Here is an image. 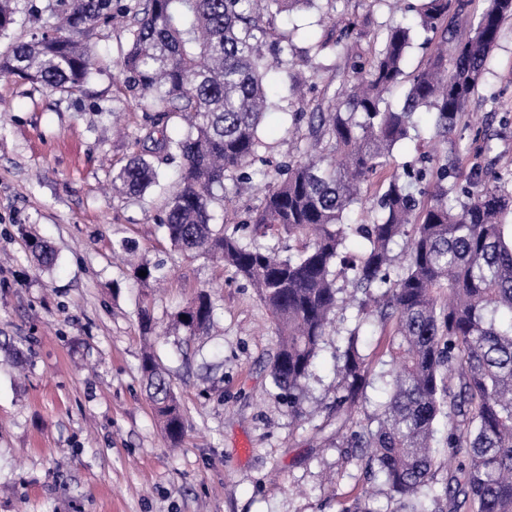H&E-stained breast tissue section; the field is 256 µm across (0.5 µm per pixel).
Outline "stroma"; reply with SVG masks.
<instances>
[{
	"label": "stroma",
	"mask_w": 512,
	"mask_h": 512,
	"mask_svg": "<svg viewBox=\"0 0 512 512\" xmlns=\"http://www.w3.org/2000/svg\"><path fill=\"white\" fill-rule=\"evenodd\" d=\"M32 14L0 36V50L49 29L59 0H18ZM392 0H316L277 15L264 54L292 37L288 66L265 78L274 103L260 131L267 151L255 167L277 171L297 155L291 115L311 111L353 77L334 49L316 42L351 21L355 49L368 57L390 25L407 17ZM102 60L83 94L0 77V512H342L365 482L364 466L336 444V359L342 336L320 345L302 414L277 396L271 369L275 321L254 288L209 256L171 246L159 221L178 163L162 165V186L143 196L112 193V170L142 151L144 106L117 92L125 21L99 24ZM323 71L304 97L289 77ZM485 90L468 110L489 144L478 151L468 118L450 139L463 172H512V20L490 53ZM495 91L489 101L487 91ZM418 138L397 145L394 166L417 162L434 143L427 113ZM254 183L238 184L213 209L233 230L261 204ZM55 253L46 269L30 241ZM160 266L164 281L143 283L138 264ZM208 292L214 325L187 335L177 315ZM152 350L185 413L170 449L142 383Z\"/></svg>",
	"instance_id": "35a3bbf8"
}]
</instances>
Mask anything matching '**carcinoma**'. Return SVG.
Instances as JSON below:
<instances>
[{
    "instance_id": "cac0c4a2",
    "label": "carcinoma",
    "mask_w": 512,
    "mask_h": 512,
    "mask_svg": "<svg viewBox=\"0 0 512 512\" xmlns=\"http://www.w3.org/2000/svg\"><path fill=\"white\" fill-rule=\"evenodd\" d=\"M15 0H0V35L16 23ZM314 0H63L49 33L0 52V77L39 83L55 92L83 93L98 71L90 43L96 26L116 13L130 17L121 92L136 94L154 115L146 139L165 161L182 159L160 220L172 246L224 262L271 310L280 336L272 368L279 395L298 412L320 345L343 309L344 286L362 294L358 324L346 331L336 369V413L363 420L342 446L358 448L366 473L382 479L390 512H512V192L492 170L461 178L452 156H424L392 167L395 145L411 137L413 116L431 114L434 136L448 133L482 88L489 54L512 19V0H486L461 30L472 0H418L414 25L397 23L368 59L349 52L353 28L334 41L336 54L362 75L338 101L318 103L299 135L297 159L277 177L252 164L265 147L258 129L272 108L264 75L282 60L260 51L273 16ZM448 44L408 78L402 106L385 95L405 79L413 27ZM178 114L184 131L172 137L165 118ZM159 137H154V134ZM240 178L263 183L252 233L275 227L304 240L295 249H264L238 231L216 229L212 205ZM154 161L133 155L112 172L113 188L139 196L160 185ZM375 179L383 190L376 217L356 228L368 242L357 263L345 261L349 209L363 203ZM400 253H394V247ZM179 325L190 336L213 321L210 298L199 295ZM372 318L390 327L386 399L363 394L370 372L359 348ZM147 395L171 446L181 442L183 412L155 355L141 360ZM447 425V445L459 458L436 488L432 440ZM364 487L342 512H380Z\"/></svg>"
}]
</instances>
